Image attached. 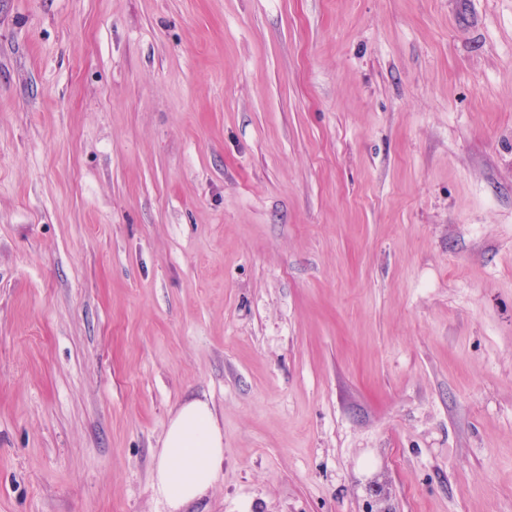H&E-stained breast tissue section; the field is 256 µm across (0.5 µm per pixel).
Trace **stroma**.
Wrapping results in <instances>:
<instances>
[{"label": "stroma", "instance_id": "1", "mask_svg": "<svg viewBox=\"0 0 512 512\" xmlns=\"http://www.w3.org/2000/svg\"><path fill=\"white\" fill-rule=\"evenodd\" d=\"M512 512V0H0V512ZM224 466V437L207 400L183 401L169 419L154 487L170 512H182L213 485Z\"/></svg>", "mask_w": 512, "mask_h": 512}]
</instances>
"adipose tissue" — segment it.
Returning a JSON list of instances; mask_svg holds the SVG:
<instances>
[{
    "label": "adipose tissue",
    "instance_id": "ef3b65f1",
    "mask_svg": "<svg viewBox=\"0 0 512 512\" xmlns=\"http://www.w3.org/2000/svg\"><path fill=\"white\" fill-rule=\"evenodd\" d=\"M224 465V437L211 404L183 401L170 418L154 474L169 512H183L213 485Z\"/></svg>",
    "mask_w": 512,
    "mask_h": 512
}]
</instances>
